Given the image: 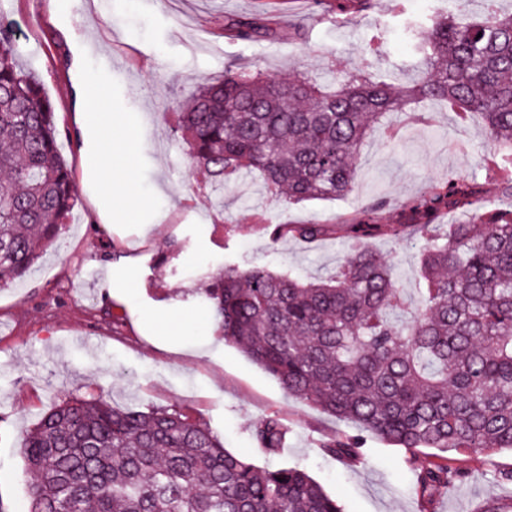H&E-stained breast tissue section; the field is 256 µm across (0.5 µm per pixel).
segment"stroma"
<instances>
[{
	"mask_svg": "<svg viewBox=\"0 0 512 512\" xmlns=\"http://www.w3.org/2000/svg\"><path fill=\"white\" fill-rule=\"evenodd\" d=\"M372 0L369 9L329 14L320 0H5L0 22L12 24L21 61L39 76L55 105L61 150L74 176L78 203L70 220L23 278L0 287V512H29L34 476L20 454L23 433L53 405L101 397L139 411L176 410L223 437L247 461L308 472L347 512H477L488 502L512 507V453H449L465 482L424 509L416 463L404 449L364 436L362 456L342 461L325 444L353 434L351 425L289 396L235 345L226 343L213 309L199 291L224 266L255 264L304 279L333 271L345 242L329 235L312 243L271 242L252 220L272 224H337L366 202L388 206L434 182L483 176L494 151L481 119L459 130L437 102L428 126H411L397 142L372 131L361 148L354 192L344 198L288 206L259 178L248 176L211 191L174 131V114L196 84L239 65L270 78L300 69L335 86L365 72L407 85L416 75L412 46L423 29L405 35L403 16L422 17L420 0ZM259 18L276 38L242 42L231 25ZM95 93L116 129L134 136L135 170L127 197L101 194L97 157L104 137L89 140L80 114ZM375 250L394 269L398 288L418 299L420 249L410 241L377 239ZM181 312L187 326L175 340L149 335L144 311ZM277 417L288 429L274 456L251 437Z\"/></svg>",
	"mask_w": 512,
	"mask_h": 512,
	"instance_id": "35a3bbf8",
	"label": "stroma"
}]
</instances>
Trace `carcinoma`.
<instances>
[{"label":"carcinoma","mask_w":512,"mask_h":512,"mask_svg":"<svg viewBox=\"0 0 512 512\" xmlns=\"http://www.w3.org/2000/svg\"><path fill=\"white\" fill-rule=\"evenodd\" d=\"M244 41L270 39L258 19L235 24ZM410 86L365 74L326 89L304 73L286 80L238 68L197 86L175 128L210 186L256 173L292 205L353 192L361 146L379 124L394 142L429 124L425 101L456 124L482 117L498 149L485 181L433 183L383 224L375 200L338 225L348 243L326 277L303 281L264 266L226 267L203 299L233 343L291 396L413 453L430 448L418 490L425 505L466 479L448 452L512 451V206L487 208L484 187L512 198V15L432 17ZM399 124L386 123L393 113ZM76 204L43 85L19 64L14 29L0 25V284L22 278L60 234ZM459 213L447 224L441 218ZM327 224H270L274 240L312 242ZM378 237L420 244V298L396 287ZM287 429L268 418L253 439L277 454ZM21 448L35 475L30 512H346L303 470L262 468L221 437L167 409L103 398L62 401L28 429ZM356 460L361 439L325 445Z\"/></svg>","instance_id":"cac0c4a2"}]
</instances>
